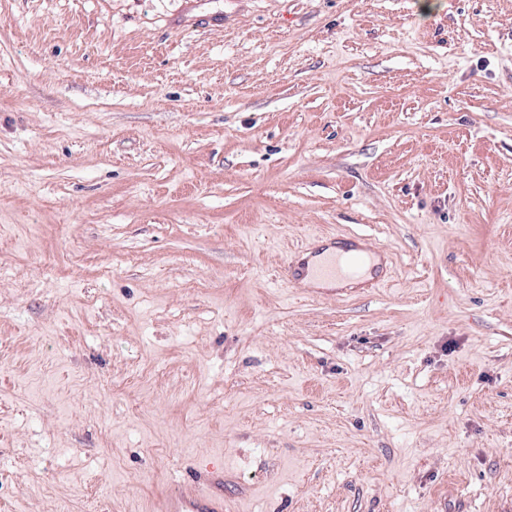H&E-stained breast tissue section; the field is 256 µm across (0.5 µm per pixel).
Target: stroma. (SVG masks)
<instances>
[{
  "mask_svg": "<svg viewBox=\"0 0 512 512\" xmlns=\"http://www.w3.org/2000/svg\"><path fill=\"white\" fill-rule=\"evenodd\" d=\"M377 288H293L320 238ZM512 506V0H0V512ZM348 246H337L340 252L334 251L321 256L325 248L311 251L306 257L294 256L285 268V276L289 285L306 287L309 280L325 279L336 282V286L342 284H356V282H338L336 280L357 279L362 288H376L381 284V275L374 270L375 261L383 250L369 247L360 238ZM319 258L310 265L311 259ZM374 270V272H373ZM222 482L218 477L202 485L180 492L167 501L170 512H223L224 497L219 495Z\"/></svg>",
  "mask_w": 512,
  "mask_h": 512,
  "instance_id": "stroma-1",
  "label": "stroma"
}]
</instances>
